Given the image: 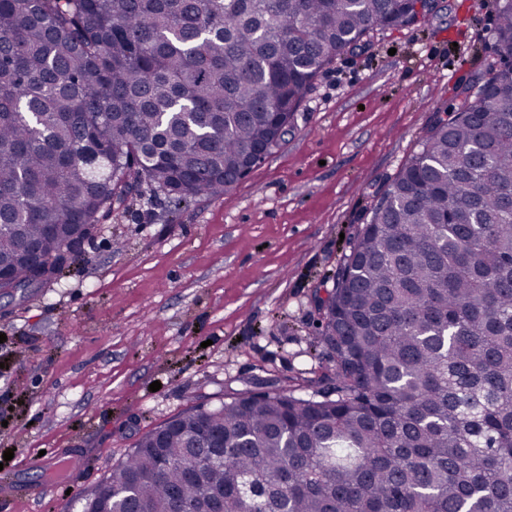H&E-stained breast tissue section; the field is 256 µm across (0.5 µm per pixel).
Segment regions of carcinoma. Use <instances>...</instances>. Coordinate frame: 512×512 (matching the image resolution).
Listing matches in <instances>:
<instances>
[{
  "mask_svg": "<svg viewBox=\"0 0 512 512\" xmlns=\"http://www.w3.org/2000/svg\"><path fill=\"white\" fill-rule=\"evenodd\" d=\"M413 0H0V268L56 279L144 189L222 196L317 74ZM316 307L312 392L147 433L82 512H512V0ZM199 435L203 448H189Z\"/></svg>",
  "mask_w": 512,
  "mask_h": 512,
  "instance_id": "obj_1",
  "label": "carcinoma"
}]
</instances>
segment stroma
Wrapping results in <instances>:
<instances>
[{
	"instance_id": "1",
	"label": "stroma",
	"mask_w": 512,
	"mask_h": 512,
	"mask_svg": "<svg viewBox=\"0 0 512 512\" xmlns=\"http://www.w3.org/2000/svg\"><path fill=\"white\" fill-rule=\"evenodd\" d=\"M495 0H438L370 30L314 79L294 122L221 197L114 206L62 275L0 296V512H81L148 432L247 391L303 389L316 291L437 115L496 56ZM159 391H150L152 382Z\"/></svg>"
}]
</instances>
